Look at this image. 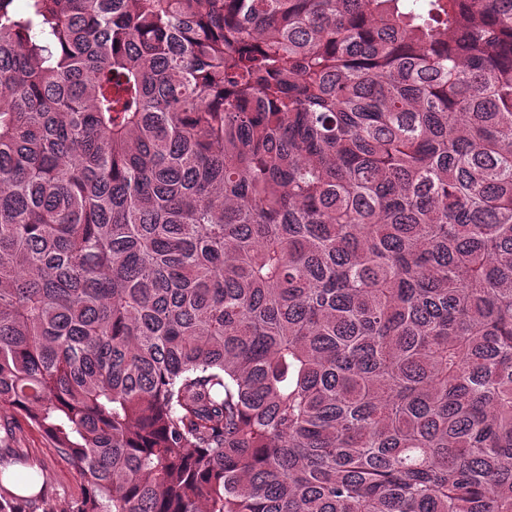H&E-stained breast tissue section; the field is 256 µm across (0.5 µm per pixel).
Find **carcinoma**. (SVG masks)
Segmentation results:
<instances>
[{
	"instance_id": "obj_1",
	"label": "carcinoma",
	"mask_w": 512,
	"mask_h": 512,
	"mask_svg": "<svg viewBox=\"0 0 512 512\" xmlns=\"http://www.w3.org/2000/svg\"><path fill=\"white\" fill-rule=\"evenodd\" d=\"M0 0V415L43 512H512V0ZM0 424V448L7 468L19 465L13 464L12 452L26 460L29 468L40 475L45 500L57 509L82 497L84 488L80 475L54 450L39 428L9 414L2 415ZM7 449L8 457L4 454Z\"/></svg>"
}]
</instances>
